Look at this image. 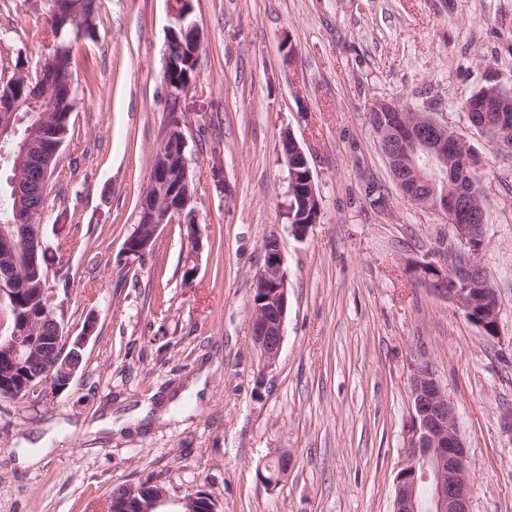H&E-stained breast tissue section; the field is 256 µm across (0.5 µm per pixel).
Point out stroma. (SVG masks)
I'll use <instances>...</instances> for the list:
<instances>
[{"instance_id": "35a3bbf8", "label": "stroma", "mask_w": 512, "mask_h": 512, "mask_svg": "<svg viewBox=\"0 0 512 512\" xmlns=\"http://www.w3.org/2000/svg\"><path fill=\"white\" fill-rule=\"evenodd\" d=\"M94 39L72 47L80 86L42 216L54 301L95 330L53 401L0 397V512H102L117 486L166 485L218 512H393L406 456L410 375L432 365L459 418L472 512H512V150L462 102L488 72L512 85V0H194V87L162 74L172 0H99ZM48 0H0V76L36 73L52 49ZM384 100L432 112L481 162V260L498 292L489 337L419 276L459 244L403 198L372 131ZM184 120L203 248L176 224L128 263L169 113ZM290 131L321 219L287 218ZM288 274L285 336L262 368L249 309L263 246ZM293 470L259 477L277 449Z\"/></svg>"}]
</instances>
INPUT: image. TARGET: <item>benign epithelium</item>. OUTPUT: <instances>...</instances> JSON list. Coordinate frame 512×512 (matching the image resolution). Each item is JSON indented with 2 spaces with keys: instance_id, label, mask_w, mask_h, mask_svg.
I'll use <instances>...</instances> for the list:
<instances>
[{
  "instance_id": "7a95c632",
  "label": "benign epithelium",
  "mask_w": 512,
  "mask_h": 512,
  "mask_svg": "<svg viewBox=\"0 0 512 512\" xmlns=\"http://www.w3.org/2000/svg\"><path fill=\"white\" fill-rule=\"evenodd\" d=\"M197 27L192 8L173 12L176 28ZM28 101L34 111L24 131L18 125L20 107L11 100H0V143L15 142L14 153L0 161L4 180L0 189L12 199L27 196L24 172L38 168L50 179L52 162L62 143L49 140L48 117L53 112V88L46 79L29 86ZM471 125L488 133L503 146L512 143V89L504 87L493 75L487 78L483 95L462 104ZM377 118L380 147L404 197L413 205L432 211L453 224L460 251L448 256V263L423 262L419 274L441 296L457 302L467 318L483 333L495 337L499 332L500 303L486 269L478 259L473 242L484 240L485 212L481 201L472 195V175L480 161L470 146L448 123L432 113L412 111L396 104L378 101L370 106ZM282 153L289 169V196L299 205L304 223L292 225L302 235L308 225L317 223L320 204L312 183L308 161L290 132L281 137ZM184 124L168 127L150 166L145 194L155 199L137 232L124 244L128 260L149 255L160 228L166 222L186 224L190 252L202 248L199 220L193 207L190 174L185 156ZM24 249L30 269H38V260L46 252L42 228L32 224L0 226V302H14L28 288L44 289L47 281L22 283L9 258ZM288 309V275L277 238L266 240L264 263L254 284L251 300L250 340L262 366L271 368L279 360L284 341ZM41 320L53 321V331L41 340L28 338L26 325L18 323L0 348L4 357L30 376L23 387L26 398L40 396L49 400L62 392L79 370L78 357L92 336L95 322L87 321L82 332L73 336L64 322L41 312ZM412 421L407 440L408 458L397 477L393 512H471L472 480L468 470L466 444L462 439L454 405L448 400L440 380L430 365H416L410 376ZM279 465L262 480L275 486L288 478L293 459L286 451L277 453ZM169 502V493L158 490L134 504V512H159Z\"/></svg>"
}]
</instances>
